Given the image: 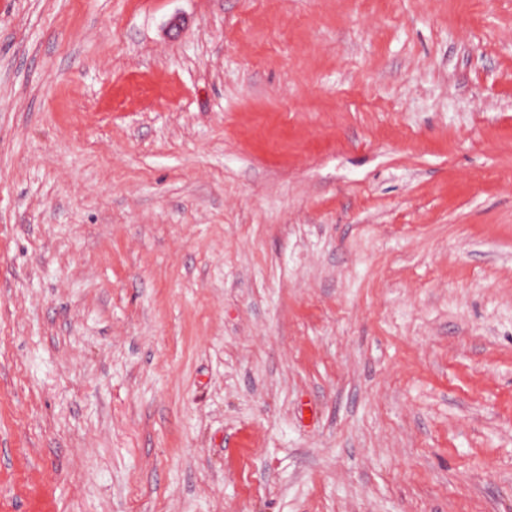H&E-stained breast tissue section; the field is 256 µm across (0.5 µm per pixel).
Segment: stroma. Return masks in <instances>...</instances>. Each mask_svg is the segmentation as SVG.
<instances>
[{"label": "stroma", "instance_id": "stroma-1", "mask_svg": "<svg viewBox=\"0 0 512 512\" xmlns=\"http://www.w3.org/2000/svg\"><path fill=\"white\" fill-rule=\"evenodd\" d=\"M0 512H512V0H0Z\"/></svg>", "mask_w": 512, "mask_h": 512}]
</instances>
